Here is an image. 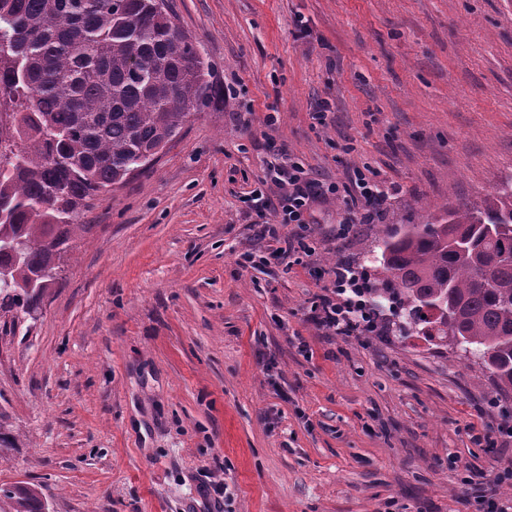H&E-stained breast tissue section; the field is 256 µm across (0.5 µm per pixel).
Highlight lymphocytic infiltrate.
I'll use <instances>...</instances> for the list:
<instances>
[{"label": "lymphocytic infiltrate", "instance_id": "lymphocytic-infiltrate-1", "mask_svg": "<svg viewBox=\"0 0 512 512\" xmlns=\"http://www.w3.org/2000/svg\"><path fill=\"white\" fill-rule=\"evenodd\" d=\"M388 197V189L362 169H354L349 182L340 184L311 177L303 165L276 157L265 161L264 176L245 202L261 227V237L276 242L273 257L290 268L316 253L309 216L318 201L348 200L349 212L336 226L337 239L346 240L358 225L374 219L378 205ZM288 224L294 225L295 231L286 237L281 230ZM326 275L329 284L312 307L317 329L327 336L380 334L382 327L364 299L363 277L340 262L328 268Z\"/></svg>", "mask_w": 512, "mask_h": 512}]
</instances>
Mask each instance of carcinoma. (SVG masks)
<instances>
[{"label":"carcinoma","instance_id":"obj_1","mask_svg":"<svg viewBox=\"0 0 512 512\" xmlns=\"http://www.w3.org/2000/svg\"><path fill=\"white\" fill-rule=\"evenodd\" d=\"M210 64L158 0H0V309L37 308L99 193L163 150L210 102ZM367 288L401 309V336L445 339L512 391V176L478 203L381 231ZM0 512H44L28 482L0 486Z\"/></svg>","mask_w":512,"mask_h":512}]
</instances>
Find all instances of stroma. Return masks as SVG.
I'll use <instances>...</instances> for the list:
<instances>
[{
	"instance_id": "obj_1",
	"label": "stroma",
	"mask_w": 512,
	"mask_h": 512,
	"mask_svg": "<svg viewBox=\"0 0 512 512\" xmlns=\"http://www.w3.org/2000/svg\"><path fill=\"white\" fill-rule=\"evenodd\" d=\"M168 4L224 93L97 197L38 309L0 310V486L48 512H191L206 475L223 512H470L512 463L474 441L493 380L444 339L321 335L325 279L238 265L277 248L240 198L275 154L368 167L397 194L315 263L370 276L377 226L479 202L512 175V0Z\"/></svg>"
}]
</instances>
